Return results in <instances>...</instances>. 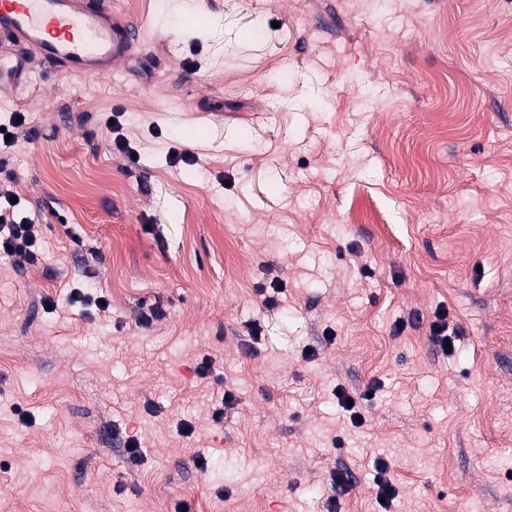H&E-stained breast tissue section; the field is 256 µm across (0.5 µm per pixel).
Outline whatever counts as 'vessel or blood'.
<instances>
[{"mask_svg": "<svg viewBox=\"0 0 512 512\" xmlns=\"http://www.w3.org/2000/svg\"><path fill=\"white\" fill-rule=\"evenodd\" d=\"M139 40L103 0H0V48L21 51L10 84L24 88L33 66L60 76L108 77Z\"/></svg>", "mask_w": 512, "mask_h": 512, "instance_id": "obj_1", "label": "vessel or blood"}]
</instances>
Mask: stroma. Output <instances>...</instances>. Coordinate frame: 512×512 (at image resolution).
Masks as SVG:
<instances>
[{
	"instance_id": "1",
	"label": "stroma",
	"mask_w": 512,
	"mask_h": 512,
	"mask_svg": "<svg viewBox=\"0 0 512 512\" xmlns=\"http://www.w3.org/2000/svg\"><path fill=\"white\" fill-rule=\"evenodd\" d=\"M105 3L111 77L0 93V512H512V0ZM5 164L6 161L0 160V253L35 265L40 256L36 224H32L33 221L28 216L19 214L17 207L20 198L13 190L15 177L11 172L5 173ZM377 476L375 477V496L381 505H387L396 495V487L390 476L391 464L384 458H377L374 463ZM384 498V502H381Z\"/></svg>"
}]
</instances>
